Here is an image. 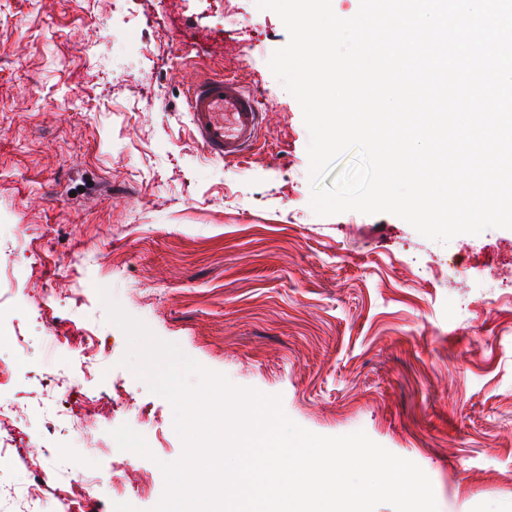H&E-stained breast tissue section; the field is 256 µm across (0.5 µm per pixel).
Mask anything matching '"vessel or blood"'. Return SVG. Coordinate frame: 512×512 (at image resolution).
Instances as JSON below:
<instances>
[{"label": "vessel or blood", "mask_w": 512, "mask_h": 512, "mask_svg": "<svg viewBox=\"0 0 512 512\" xmlns=\"http://www.w3.org/2000/svg\"><path fill=\"white\" fill-rule=\"evenodd\" d=\"M187 108L197 143L211 159L243 157L266 119L265 110L241 80L218 74L194 83Z\"/></svg>", "instance_id": "obj_1"}]
</instances>
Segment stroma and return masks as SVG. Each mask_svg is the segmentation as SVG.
<instances>
[{"label": "stroma", "mask_w": 512, "mask_h": 512, "mask_svg": "<svg viewBox=\"0 0 512 512\" xmlns=\"http://www.w3.org/2000/svg\"><path fill=\"white\" fill-rule=\"evenodd\" d=\"M288 42L255 0H0V245L54 224L46 269L76 321L113 348L115 371L157 423L95 408L96 425L48 432L32 408L59 367L38 313L16 356L21 451L62 449L102 512H153L160 463L183 444L170 403L123 366L126 338L99 288L159 338L239 388L282 398L325 436L364 431L429 476L439 512H512V229L428 240L403 219L310 205L309 134L268 60ZM205 74L241 79L268 111L239 160L204 156L185 110ZM141 434L150 480L112 499L113 430Z\"/></svg>", "instance_id": "35a3bbf8"}]
</instances>
